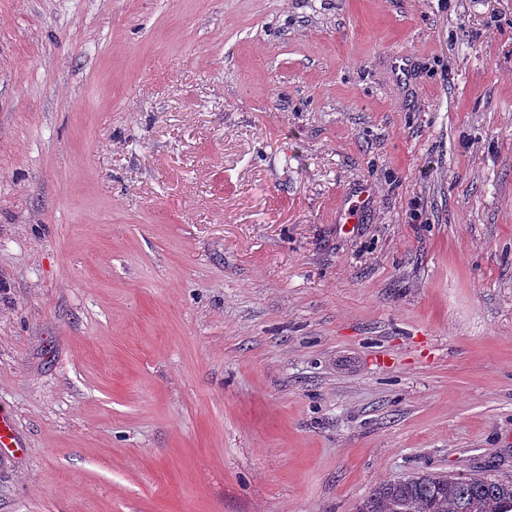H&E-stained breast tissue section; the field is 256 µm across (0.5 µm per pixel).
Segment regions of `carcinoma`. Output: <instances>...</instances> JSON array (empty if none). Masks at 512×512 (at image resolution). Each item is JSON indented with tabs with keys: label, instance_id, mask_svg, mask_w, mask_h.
Segmentation results:
<instances>
[{
	"label": "carcinoma",
	"instance_id": "1",
	"mask_svg": "<svg viewBox=\"0 0 512 512\" xmlns=\"http://www.w3.org/2000/svg\"><path fill=\"white\" fill-rule=\"evenodd\" d=\"M358 512H512V482L422 472L380 484Z\"/></svg>",
	"mask_w": 512,
	"mask_h": 512
}]
</instances>
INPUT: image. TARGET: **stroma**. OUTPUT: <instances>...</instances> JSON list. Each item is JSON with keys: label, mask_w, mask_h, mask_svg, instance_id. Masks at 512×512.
Here are the masks:
<instances>
[{"label": "stroma", "mask_w": 512, "mask_h": 512, "mask_svg": "<svg viewBox=\"0 0 512 512\" xmlns=\"http://www.w3.org/2000/svg\"><path fill=\"white\" fill-rule=\"evenodd\" d=\"M0 408V512L512 480V0H0ZM22 446L14 430L11 414L6 410H0V454L2 458L7 456L6 452L14 453L23 448Z\"/></svg>", "instance_id": "obj_1"}]
</instances>
